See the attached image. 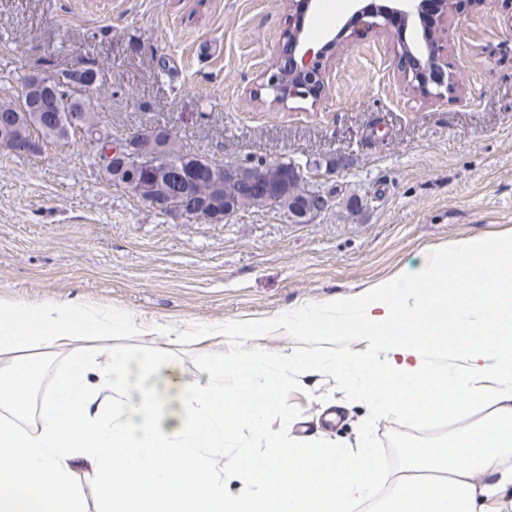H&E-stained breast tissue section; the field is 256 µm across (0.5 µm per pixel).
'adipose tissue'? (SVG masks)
Instances as JSON below:
<instances>
[{
	"label": "adipose tissue",
	"mask_w": 512,
	"mask_h": 512,
	"mask_svg": "<svg viewBox=\"0 0 512 512\" xmlns=\"http://www.w3.org/2000/svg\"><path fill=\"white\" fill-rule=\"evenodd\" d=\"M457 285L443 291L445 281ZM310 340L362 335L367 353L342 364L371 407L410 419L463 406L492 412L444 444L412 448L403 473L377 496L371 453L316 449L267 428L282 370L319 355L216 357L204 379L161 352L109 346L115 336H180L187 343L253 330L221 323L144 327L135 313L69 298L0 299V512H476V480L512 456V236L467 239L435 253L410 280L340 295L279 319ZM384 351L374 363L373 351ZM233 389H225V380ZM265 442L224 446L239 429ZM234 490H226V481Z\"/></svg>",
	"instance_id": "1"
}]
</instances>
